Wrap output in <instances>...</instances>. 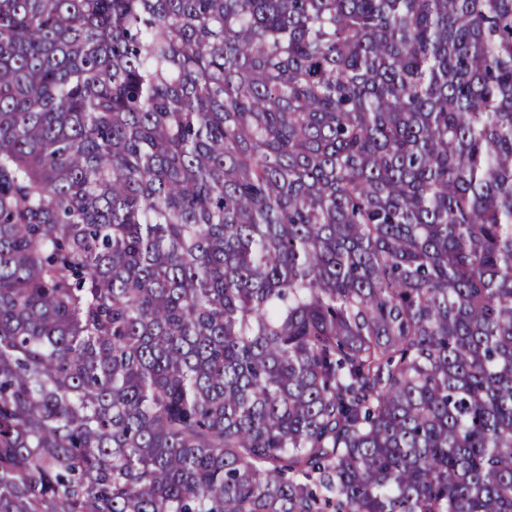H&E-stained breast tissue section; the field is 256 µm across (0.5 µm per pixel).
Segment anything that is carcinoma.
I'll return each instance as SVG.
<instances>
[{"mask_svg": "<svg viewBox=\"0 0 512 512\" xmlns=\"http://www.w3.org/2000/svg\"><path fill=\"white\" fill-rule=\"evenodd\" d=\"M0 512H512V0H0Z\"/></svg>", "mask_w": 512, "mask_h": 512, "instance_id": "obj_1", "label": "carcinoma"}]
</instances>
